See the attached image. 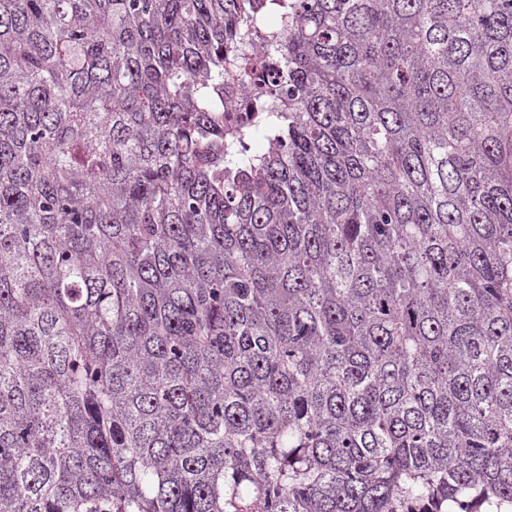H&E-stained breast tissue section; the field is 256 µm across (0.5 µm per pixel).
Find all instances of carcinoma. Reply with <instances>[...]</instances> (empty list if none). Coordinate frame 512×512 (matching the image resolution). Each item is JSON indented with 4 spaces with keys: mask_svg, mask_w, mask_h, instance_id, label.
Returning a JSON list of instances; mask_svg holds the SVG:
<instances>
[{
    "mask_svg": "<svg viewBox=\"0 0 512 512\" xmlns=\"http://www.w3.org/2000/svg\"><path fill=\"white\" fill-rule=\"evenodd\" d=\"M423 504L512 505V0H0V512Z\"/></svg>",
    "mask_w": 512,
    "mask_h": 512,
    "instance_id": "cac0c4a2",
    "label": "carcinoma"
}]
</instances>
